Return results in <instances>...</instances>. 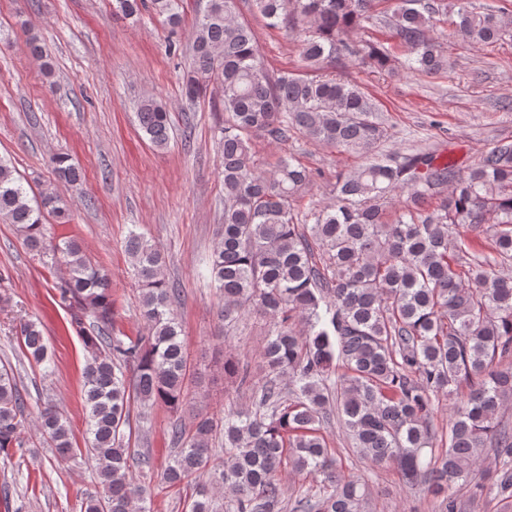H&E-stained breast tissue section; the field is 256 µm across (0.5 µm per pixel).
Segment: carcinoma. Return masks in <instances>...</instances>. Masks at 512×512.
Segmentation results:
<instances>
[{"mask_svg": "<svg viewBox=\"0 0 512 512\" xmlns=\"http://www.w3.org/2000/svg\"><path fill=\"white\" fill-rule=\"evenodd\" d=\"M272 28L298 33L302 73L267 70L256 34L238 19L237 0H206L192 34L193 67L183 81L193 100L208 87L224 112V224L205 265L219 290L224 321L246 311L268 320L263 347L268 373L255 385L248 366L224 361L227 383L253 391L254 407L199 414L192 427L170 430L177 452L160 473L168 488L190 485V512H370L372 491L342 471L324 440L331 415L353 452L373 465L392 463L404 486L436 499L434 512H461L448 489H470L469 505L485 494L512 500V427L498 418L512 395V140H499L462 176L453 162L416 149L397 159L381 152L389 138L374 98L358 85L317 75L348 58L380 71L394 69L389 50L356 39L374 18L378 0H254ZM115 14H140L144 0H112ZM398 0L393 34L409 57L406 69L424 76L449 67L447 50L431 36L439 17L451 34L476 48L501 40L512 27L491 8L470 0ZM171 27L182 21V0H151ZM143 136L165 148L171 126L165 105L142 100ZM362 155L366 163L336 175V203L298 223L293 202L313 174L293 158L274 174L257 169L253 142H285L288 133ZM57 176L76 183L71 158H52ZM400 207L389 211L393 202ZM72 220L69 202L49 192L29 195L0 159V217L16 225L23 244L60 261L55 284L86 349L82 400L86 448L73 445L67 418L45 403L28 421L12 368L0 367V457L43 441L62 460L92 463L100 490L81 512H136L153 488L131 471L130 406L186 404L188 358L175 312L180 290L161 274L160 248L132 229L126 237L140 286L144 332L114 335L111 277L93 265L73 239L47 234L46 217ZM465 224L475 238L464 237ZM484 238L486 246L474 239ZM20 342L38 364L47 343L37 320L20 325ZM136 367L133 382L124 370ZM342 369L336 374V369ZM462 394L453 406L448 448L431 452L434 403ZM224 438V458L212 448ZM499 460L481 479L486 450ZM312 485L286 496V470Z\"/></svg>", "mask_w": 512, "mask_h": 512, "instance_id": "cac0c4a2", "label": "carcinoma"}]
</instances>
